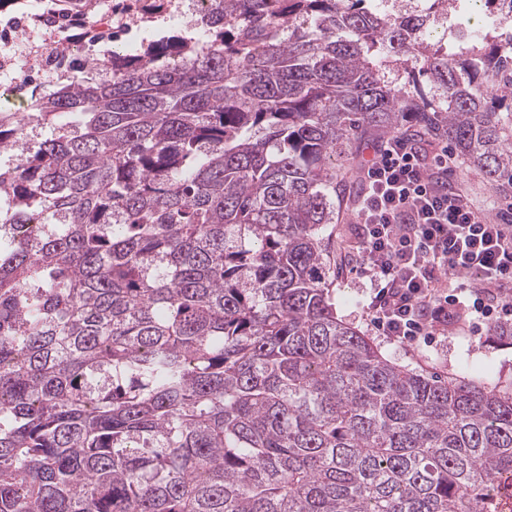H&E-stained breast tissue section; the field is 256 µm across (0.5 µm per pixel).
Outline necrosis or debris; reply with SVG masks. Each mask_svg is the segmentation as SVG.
I'll return each instance as SVG.
<instances>
[{
    "label": "necrosis or debris",
    "mask_w": 512,
    "mask_h": 512,
    "mask_svg": "<svg viewBox=\"0 0 512 512\" xmlns=\"http://www.w3.org/2000/svg\"><path fill=\"white\" fill-rule=\"evenodd\" d=\"M215 0H98L93 11L64 15L33 10L23 0H0V96L19 103L45 74L64 76V62L95 60V45L125 39L158 22H176L191 36L204 35Z\"/></svg>",
    "instance_id": "obj_1"
}]
</instances>
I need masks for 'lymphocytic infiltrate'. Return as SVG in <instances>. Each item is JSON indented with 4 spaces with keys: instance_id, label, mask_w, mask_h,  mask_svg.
I'll return each mask as SVG.
<instances>
[{
    "instance_id": "1",
    "label": "lymphocytic infiltrate",
    "mask_w": 512,
    "mask_h": 512,
    "mask_svg": "<svg viewBox=\"0 0 512 512\" xmlns=\"http://www.w3.org/2000/svg\"><path fill=\"white\" fill-rule=\"evenodd\" d=\"M367 149L354 272L370 285L364 309L378 335L409 344L512 323V221L451 185L448 147L429 156L396 134Z\"/></svg>"
}]
</instances>
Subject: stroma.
<instances>
[{
  "label": "stroma",
  "mask_w": 512,
  "mask_h": 512,
  "mask_svg": "<svg viewBox=\"0 0 512 512\" xmlns=\"http://www.w3.org/2000/svg\"><path fill=\"white\" fill-rule=\"evenodd\" d=\"M357 192V187L353 186L348 194L337 198L336 222L332 226L336 240V279L331 298L338 317L372 337L383 356L393 363L433 377L475 378L486 386L511 390L512 339L495 335L492 326H484L476 335L461 329L448 337L411 346L375 335L363 309L368 284L349 271L354 243L353 203Z\"/></svg>",
  "instance_id": "stroma-1"
}]
</instances>
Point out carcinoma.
I'll list each match as a JSON object with an SVG mask.
<instances>
[{"mask_svg":"<svg viewBox=\"0 0 512 512\" xmlns=\"http://www.w3.org/2000/svg\"><path fill=\"white\" fill-rule=\"evenodd\" d=\"M220 2L0 108V224L51 225L0 244V512H498L512 391L338 319L326 231L333 159L408 112L512 192V0L451 52L376 0Z\"/></svg>","mask_w":512,"mask_h":512,"instance_id":"carcinoma-1","label":"carcinoma"}]
</instances>
